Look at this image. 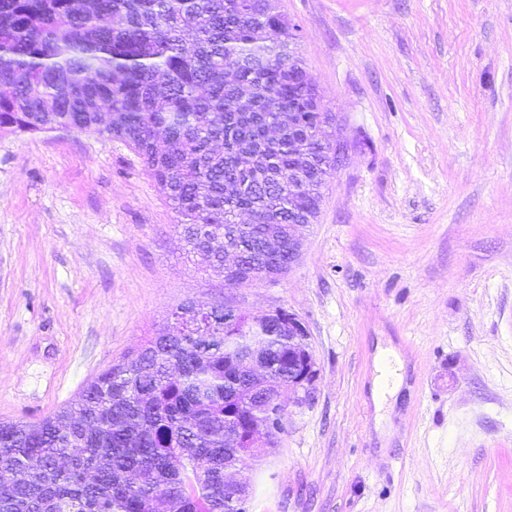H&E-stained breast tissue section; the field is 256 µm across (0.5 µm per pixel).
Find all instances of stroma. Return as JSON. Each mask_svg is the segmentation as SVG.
I'll return each mask as SVG.
<instances>
[{
  "mask_svg": "<svg viewBox=\"0 0 512 512\" xmlns=\"http://www.w3.org/2000/svg\"><path fill=\"white\" fill-rule=\"evenodd\" d=\"M276 7L349 145L297 263L225 281L123 142L0 134V421L76 402L182 304L281 308L318 378L245 458L246 512H512V0Z\"/></svg>",
  "mask_w": 512,
  "mask_h": 512,
  "instance_id": "1",
  "label": "stroma"
}]
</instances>
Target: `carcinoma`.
I'll return each instance as SVG.
<instances>
[{
  "mask_svg": "<svg viewBox=\"0 0 512 512\" xmlns=\"http://www.w3.org/2000/svg\"><path fill=\"white\" fill-rule=\"evenodd\" d=\"M0 0V131L69 123L125 142L175 212L191 250L224 268L243 244L284 273L288 211L318 202L322 112H306L303 61L288 60V23L269 0ZM293 81H288V72ZM254 92L249 112L239 98ZM303 110L288 131V98ZM112 118L100 127L98 113ZM246 216L248 222L238 223ZM252 323L182 305L174 323L101 373L81 400L33 423L0 422V473L13 479L0 512H235L224 462L239 466L256 424L279 410L254 406L240 362ZM270 387L288 380V333L266 322ZM212 337L197 350L193 339ZM237 436L238 447H224ZM67 455L71 465L56 468ZM92 469L97 481L82 474ZM136 470L139 484L126 486Z\"/></svg>",
  "mask_w": 512,
  "mask_h": 512,
  "instance_id": "carcinoma-1",
  "label": "carcinoma"
}]
</instances>
